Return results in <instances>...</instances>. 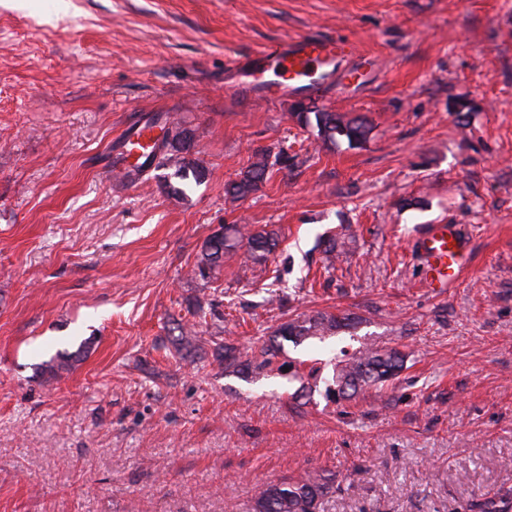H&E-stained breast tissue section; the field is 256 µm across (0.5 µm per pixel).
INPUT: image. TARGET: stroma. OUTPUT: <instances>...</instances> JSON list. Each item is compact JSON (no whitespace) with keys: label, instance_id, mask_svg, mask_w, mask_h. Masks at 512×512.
Wrapping results in <instances>:
<instances>
[{"label":"stroma","instance_id":"35a3bbf8","mask_svg":"<svg viewBox=\"0 0 512 512\" xmlns=\"http://www.w3.org/2000/svg\"><path fill=\"white\" fill-rule=\"evenodd\" d=\"M310 30L350 42L353 74L306 104L369 118L364 148L301 127L296 97L224 89L230 59ZM159 112L202 182L115 165ZM263 149L281 163L226 196ZM224 224L279 245L195 276ZM428 224L469 233L440 293L410 251ZM318 312L351 323L281 344L318 379L215 359ZM365 345L405 355L398 379L329 401V359ZM323 471L320 512L512 491V0H0V512H252Z\"/></svg>","mask_w":512,"mask_h":512}]
</instances>
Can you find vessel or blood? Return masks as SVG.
Instances as JSON below:
<instances>
[{
  "label": "vessel or blood",
  "mask_w": 512,
  "mask_h": 512,
  "mask_svg": "<svg viewBox=\"0 0 512 512\" xmlns=\"http://www.w3.org/2000/svg\"><path fill=\"white\" fill-rule=\"evenodd\" d=\"M351 54L342 40L307 34L286 39L270 48L233 58L228 66L235 76L228 90L274 101L291 95L322 96L324 82L341 70ZM154 126L129 127L119 141L115 157L128 178L143 170L153 152ZM424 268V285L439 292L455 281L469 261L468 241L456 224H430L412 239Z\"/></svg>",
  "instance_id": "obj_1"
}]
</instances>
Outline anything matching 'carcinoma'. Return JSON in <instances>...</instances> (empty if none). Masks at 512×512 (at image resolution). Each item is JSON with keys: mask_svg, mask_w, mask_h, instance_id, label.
I'll list each match as a JSON object with an SVG mask.
<instances>
[{"mask_svg": "<svg viewBox=\"0 0 512 512\" xmlns=\"http://www.w3.org/2000/svg\"><path fill=\"white\" fill-rule=\"evenodd\" d=\"M292 117L303 127L312 126L317 136L326 143L334 144L340 139L351 148H362L369 141L372 124L364 116L349 117L340 112L308 110L294 112ZM191 147V137L185 129L172 125L158 142L150 159L161 157L160 165L171 166L174 174L182 178L193 176L199 182L204 176L203 168L184 157ZM270 152H262L241 177L225 185V193L235 199H245L259 189L267 180ZM278 245V234L273 230L246 229L237 224H225L205 241L194 274L203 279L224 263V255L243 251L248 261L261 262ZM350 317L346 314L318 312L311 316L297 317L281 324L277 335L287 341L301 343L311 338L323 339L346 325ZM278 349L270 346L260 349L259 358L238 360L235 348L224 346V356L219 362L224 369L247 375H260L272 368L278 357ZM405 356L395 350L378 351L367 347L349 359L337 362L332 374L331 389L327 393L336 401L349 400L369 389H381L397 378L403 370ZM332 488L331 478L322 474H311L306 479L288 483L271 482L265 486L255 500L253 512H318L324 497ZM479 512H509L512 498L502 496L497 500H484L471 505Z\"/></svg>", "mask_w": 512, "mask_h": 512, "instance_id": "1", "label": "carcinoma"}]
</instances>
